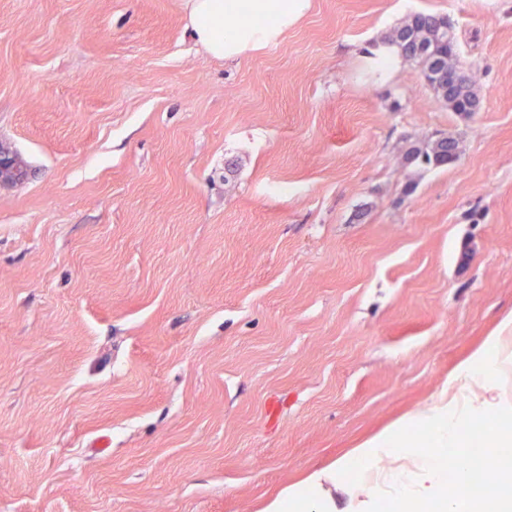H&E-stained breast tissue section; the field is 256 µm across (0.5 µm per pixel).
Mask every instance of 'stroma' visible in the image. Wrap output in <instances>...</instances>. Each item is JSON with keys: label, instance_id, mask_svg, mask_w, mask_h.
Here are the masks:
<instances>
[{"label": "stroma", "instance_id": "35a3bbf8", "mask_svg": "<svg viewBox=\"0 0 512 512\" xmlns=\"http://www.w3.org/2000/svg\"><path fill=\"white\" fill-rule=\"evenodd\" d=\"M311 2L223 61L187 0H0V512H261L512 314V0ZM414 12L478 112L381 68Z\"/></svg>", "mask_w": 512, "mask_h": 512}]
</instances>
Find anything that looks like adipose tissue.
Here are the masks:
<instances>
[{
	"mask_svg": "<svg viewBox=\"0 0 512 512\" xmlns=\"http://www.w3.org/2000/svg\"><path fill=\"white\" fill-rule=\"evenodd\" d=\"M311 0H191V27L198 43L213 57L234 60L261 49L294 26L309 11ZM512 316L466 359L448 379L446 396L423 412L408 414L366 440L336 463L345 473L378 453L402 452L419 457V477L426 494L409 498L407 512H456L462 497L493 512H512V495L498 486L459 479L442 484L438 464L446 447L484 448L489 454L512 447V400L500 391L512 369Z\"/></svg>",
	"mask_w": 512,
	"mask_h": 512,
	"instance_id": "adipose-tissue-1",
	"label": "adipose tissue"
}]
</instances>
